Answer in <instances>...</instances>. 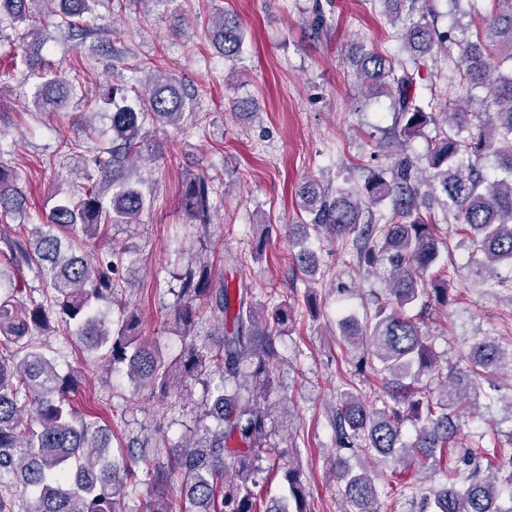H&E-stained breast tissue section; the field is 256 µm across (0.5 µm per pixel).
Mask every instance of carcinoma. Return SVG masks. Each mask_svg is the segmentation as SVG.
Here are the masks:
<instances>
[{
  "mask_svg": "<svg viewBox=\"0 0 512 512\" xmlns=\"http://www.w3.org/2000/svg\"><path fill=\"white\" fill-rule=\"evenodd\" d=\"M395 10L407 6V19L396 37L409 53L395 59L374 49L359 48L352 58L356 75L369 91L390 99L392 124L376 148L386 156L394 145L433 126L426 165L419 168L401 154L388 168L371 169L357 187L324 186L315 179L299 190L298 224L288 225V239L301 273L312 279L318 260L310 240L325 236L356 253L357 267L382 270L383 291L372 296L363 320L338 323L340 340L361 354L355 372L371 371L379 391L371 400L353 382L330 410L335 446L334 474L343 483L341 512H380L375 460L395 458L410 468L427 463L439 481L418 488L419 512H512V472L501 478L500 466H512V428L500 432L491 448L482 439L460 441L463 411L485 397L494 403L495 378L512 371V343L482 339L458 354L448 366L440 362L419 319L409 311L419 302L446 307L453 273L448 265V238L438 235L436 212L460 226L476 255L471 275L491 281L496 267H512V0H489L484 26L473 33L456 21L441 32L428 20L417 0H381ZM99 0H0V15L25 25L10 55L36 78L32 105L57 112L67 100L72 81L45 58L48 39L37 13L48 10L67 30L82 27L94 16ZM212 43L227 61L243 51L245 30L232 13L219 10ZM433 56L448 64L460 82L486 89V119L477 131L462 136L472 113L459 101L444 105L446 119L426 111L418 92L420 59ZM146 80L135 86L113 84L100 94L112 105L111 146L86 166L81 152L94 132L86 114L77 116L69 142L74 171L84 183L59 200L36 225L35 243L24 235L0 234V255L15 266L36 268L45 282V300L23 296L0 269V512H141L129 506L134 472L124 454L110 451L109 428L77 412L72 396L84 374H62L41 349L39 336L60 329L84 351L94 354L88 367L120 371L137 388L170 396L209 370L219 382L206 387L205 410L197 426L177 445L169 469L153 479L146 512H173V494L182 512H309L303 473L278 436L293 430L292 406L271 399L275 372L282 360L278 339L293 321L295 305L313 309L309 295H292L269 308L253 300V289L230 291L212 283L206 261L180 276L169 324L182 340L174 357L140 336L136 309L122 308L109 319L99 305L112 301L119 253L94 262L77 250L114 224H138L148 207L144 179L132 166L151 163L164 145L146 121L176 127L192 107L194 94L160 65L142 66ZM494 158L497 175L485 171ZM213 186L203 174L185 181L181 208L194 224L212 223ZM26 198L19 176L0 161V224L16 220ZM389 206L384 223L374 210ZM208 299L209 315L220 330L197 334L200 308ZM423 374L434 387H419ZM411 421L415 437L403 440L402 426ZM487 461L481 467L480 461ZM282 473L288 500L267 498L256 473ZM38 492L33 504L22 493Z\"/></svg>",
  "mask_w": 512,
  "mask_h": 512,
  "instance_id": "cac0c4a2",
  "label": "carcinoma"
}]
</instances>
